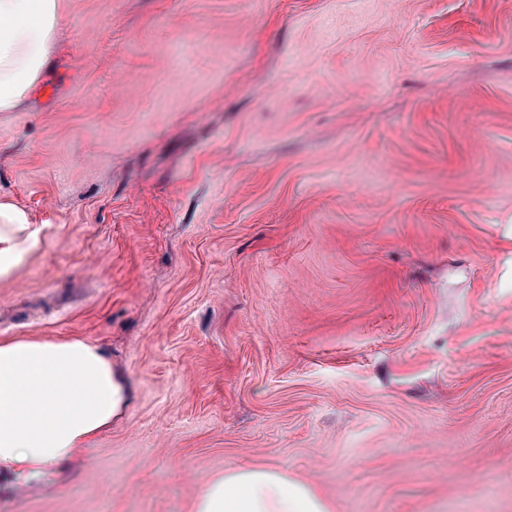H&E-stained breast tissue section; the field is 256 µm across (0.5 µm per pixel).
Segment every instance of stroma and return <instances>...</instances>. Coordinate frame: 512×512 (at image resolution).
Segmentation results:
<instances>
[{"instance_id":"stroma-1","label":"stroma","mask_w":512,"mask_h":512,"mask_svg":"<svg viewBox=\"0 0 512 512\" xmlns=\"http://www.w3.org/2000/svg\"><path fill=\"white\" fill-rule=\"evenodd\" d=\"M0 202V339L129 398L0 512H191L287 466L332 512H512V0H62ZM0 278L7 277L37 243L39 230L22 224L17 212L0 205Z\"/></svg>"}]
</instances>
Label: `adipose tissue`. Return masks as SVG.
<instances>
[{
  "mask_svg": "<svg viewBox=\"0 0 512 512\" xmlns=\"http://www.w3.org/2000/svg\"><path fill=\"white\" fill-rule=\"evenodd\" d=\"M60 22V0H0V112L19 108L40 79ZM38 237L14 209L0 205V278ZM126 400L124 378L89 341L1 340L0 473L32 480L83 463ZM192 512L331 510L280 469L232 468L206 485Z\"/></svg>",
  "mask_w": 512,
  "mask_h": 512,
  "instance_id": "obj_1",
  "label": "adipose tissue"
}]
</instances>
